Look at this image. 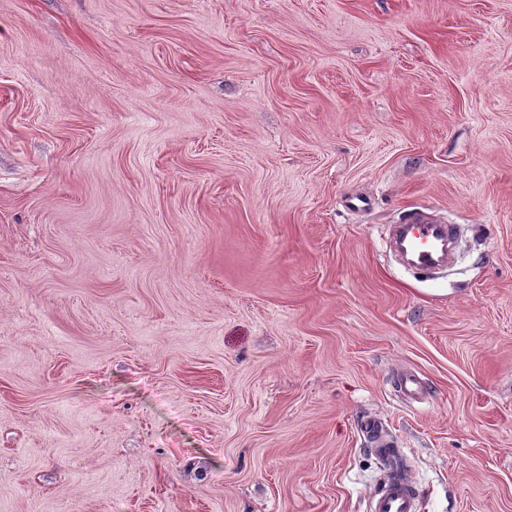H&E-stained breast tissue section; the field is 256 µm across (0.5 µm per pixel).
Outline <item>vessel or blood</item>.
Listing matches in <instances>:
<instances>
[{"mask_svg":"<svg viewBox=\"0 0 512 512\" xmlns=\"http://www.w3.org/2000/svg\"><path fill=\"white\" fill-rule=\"evenodd\" d=\"M454 226L436 219L426 208L409 211L393 234L400 251L412 267L428 271L447 261L448 248L455 236ZM397 386L409 403L421 402L425 389L420 378L411 373L401 374ZM365 433L380 440L377 454L383 467V477L370 500V512H419L420 492L401 462L398 448L384 445L385 428L379 418H370L363 424Z\"/></svg>","mask_w":512,"mask_h":512,"instance_id":"b4317fda","label":"vessel or blood"}]
</instances>
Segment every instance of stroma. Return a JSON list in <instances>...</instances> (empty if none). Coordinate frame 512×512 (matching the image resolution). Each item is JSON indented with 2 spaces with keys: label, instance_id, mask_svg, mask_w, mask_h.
<instances>
[{
  "label": "stroma",
  "instance_id": "1",
  "mask_svg": "<svg viewBox=\"0 0 512 512\" xmlns=\"http://www.w3.org/2000/svg\"><path fill=\"white\" fill-rule=\"evenodd\" d=\"M371 416L512 512V0H0V512H369ZM456 228L436 219L428 208L409 211L393 235L396 244L418 271H428L448 260V248ZM397 387L411 404L420 403L425 394L421 379L412 373L401 374L397 379Z\"/></svg>",
  "mask_w": 512,
  "mask_h": 512
}]
</instances>
